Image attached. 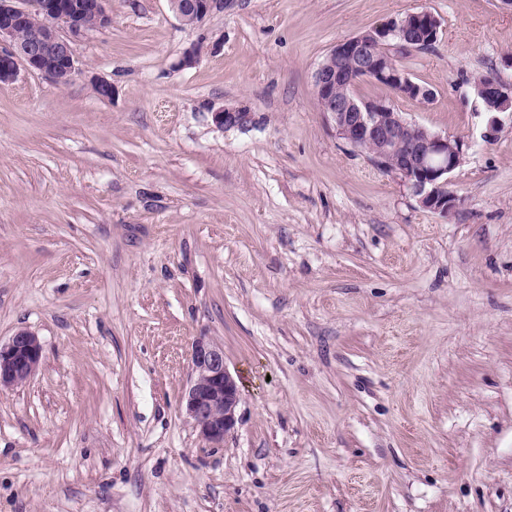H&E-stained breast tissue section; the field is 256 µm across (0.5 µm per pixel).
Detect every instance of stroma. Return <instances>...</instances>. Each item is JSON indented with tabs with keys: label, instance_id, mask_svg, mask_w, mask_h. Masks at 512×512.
<instances>
[{
	"label": "stroma",
	"instance_id": "35a3bbf8",
	"mask_svg": "<svg viewBox=\"0 0 512 512\" xmlns=\"http://www.w3.org/2000/svg\"><path fill=\"white\" fill-rule=\"evenodd\" d=\"M109 8L69 84L0 87V339L43 346L0 391V512H512V121L485 143L473 90L512 82V13ZM420 9L442 32L400 64L433 103L357 92L464 142L445 218L339 139L313 86L337 42ZM221 106L247 122L216 126ZM200 336L240 387L220 448L179 407Z\"/></svg>",
	"mask_w": 512,
	"mask_h": 512
}]
</instances>
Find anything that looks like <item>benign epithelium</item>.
I'll list each match as a JSON object with an SVG mask.
<instances>
[{
    "instance_id": "obj_1",
    "label": "benign epithelium",
    "mask_w": 512,
    "mask_h": 512,
    "mask_svg": "<svg viewBox=\"0 0 512 512\" xmlns=\"http://www.w3.org/2000/svg\"><path fill=\"white\" fill-rule=\"evenodd\" d=\"M0 0V85L16 81L21 69L38 72L59 85L68 84L77 67L72 39L89 31L88 18L102 28L112 21L107 0ZM179 21L188 15L198 22L222 10L229 0H170ZM33 16L43 23L29 27ZM440 23L433 13L408 12L378 26L361 30L338 42L328 52L332 64L321 63L314 73V88L321 111L328 114L336 135L360 150L383 172L397 177L419 205L435 214L448 216L459 199L447 190L450 175L463 163L464 142L451 139L412 122L384 99L360 100L355 93L362 81L386 82L402 97L417 94L420 103L433 102V91L416 84L400 72L394 60L400 55L432 43ZM347 93L336 95L337 88ZM478 94L496 103L497 115L487 123L483 138L491 143L503 128L501 114L512 116V83L490 76L478 86ZM216 126L244 124L248 114L221 106L212 112ZM42 346L27 329L15 331L0 341V390L26 384L38 370ZM239 387L224 363V344L206 336L196 339L191 352V377L181 406L199 435L213 447L236 424Z\"/></svg>"
}]
</instances>
